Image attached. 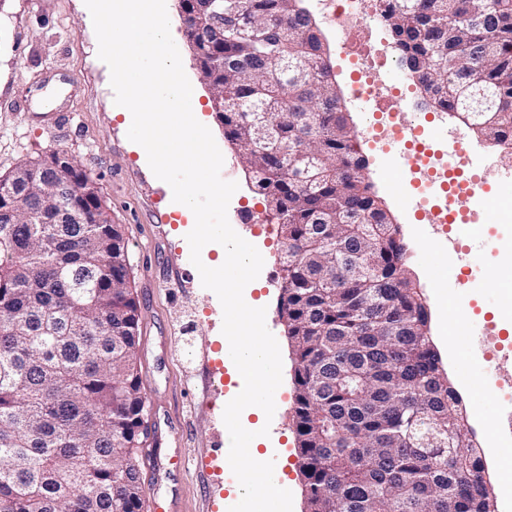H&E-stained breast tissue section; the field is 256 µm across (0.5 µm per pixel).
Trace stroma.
Returning <instances> with one entry per match:
<instances>
[{
  "label": "stroma",
  "instance_id": "stroma-1",
  "mask_svg": "<svg viewBox=\"0 0 512 512\" xmlns=\"http://www.w3.org/2000/svg\"><path fill=\"white\" fill-rule=\"evenodd\" d=\"M98 42L84 0H6L0 6V173L51 150L68 152L96 176L115 223L121 224L131 264V282L140 309L138 362L142 389L149 401L148 438L142 450L143 512H153L155 499L173 496L179 512H228L233 506L231 468L214 473L202 460L223 447L228 430L223 422L227 392L215 393L213 363L220 359L224 335L223 309L217 295L203 287L190 261L180 213L171 208L159 179L127 138L128 124L117 112L110 70L98 56ZM388 82L410 86L413 113L427 117L429 142L442 153L446 129L454 118L422 107L419 87L404 67L388 70ZM196 114L207 126L224 158L221 176L238 184L228 205L233 229L265 258L250 296L266 309V326L277 339L283 381L275 396L276 410L268 439L290 485L295 489L293 512H305L304 482L293 421L295 386L293 355L279 316L282 237L267 219L266 201L258 194L239 162V148L225 136L211 107V90L202 86ZM407 245V265L431 313L430 333L446 364L448 381L463 398L468 417L494 415L502 405L493 388L499 377L512 376V364H485L460 344L442 340V314L459 307L466 320L485 329L512 328V315L502 309L512 267V222L500 211V182L483 195L479 225L463 224L460 239L480 233L493 250L473 262L474 272L456 284L458 264L448 249L419 236L412 214L394 197L385 199ZM183 453L180 473L164 470L173 450Z\"/></svg>",
  "mask_w": 512,
  "mask_h": 512
}]
</instances>
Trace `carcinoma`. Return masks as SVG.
Masks as SVG:
<instances>
[{"mask_svg":"<svg viewBox=\"0 0 512 512\" xmlns=\"http://www.w3.org/2000/svg\"><path fill=\"white\" fill-rule=\"evenodd\" d=\"M183 2L212 108L280 226L307 512H495L397 229L352 165L355 132L304 35L305 0ZM212 11L233 17L221 38ZM385 17L433 103L512 147L507 0H392ZM269 23L281 33L264 44ZM257 119L273 127L261 143ZM12 177L0 174V512H141L148 405L122 228L108 229L93 186L60 201ZM63 204L86 223H60Z\"/></svg>","mask_w":512,"mask_h":512,"instance_id":"1","label":"carcinoma"}]
</instances>
